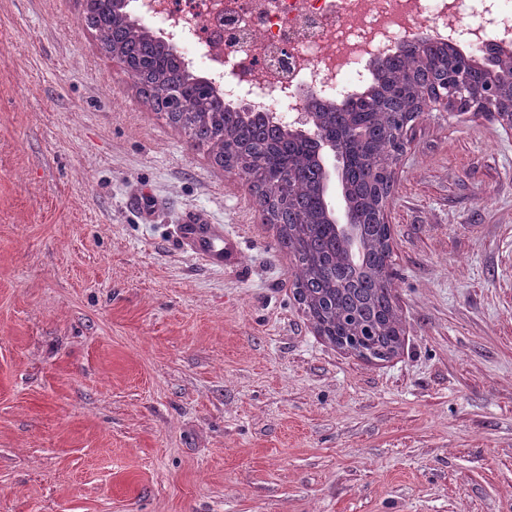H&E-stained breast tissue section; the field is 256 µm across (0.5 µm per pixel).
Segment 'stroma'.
<instances>
[{
    "instance_id": "35a3bbf8",
    "label": "stroma",
    "mask_w": 512,
    "mask_h": 512,
    "mask_svg": "<svg viewBox=\"0 0 512 512\" xmlns=\"http://www.w3.org/2000/svg\"><path fill=\"white\" fill-rule=\"evenodd\" d=\"M392 176L403 345L369 361L77 0H0V512H512V131L427 108ZM199 214L191 216L181 225L182 246L208 266L224 268L239 261V246L236 241L224 238V227L207 224Z\"/></svg>"
}]
</instances>
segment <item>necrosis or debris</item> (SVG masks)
<instances>
[{"mask_svg":"<svg viewBox=\"0 0 512 512\" xmlns=\"http://www.w3.org/2000/svg\"><path fill=\"white\" fill-rule=\"evenodd\" d=\"M139 14L157 29L186 21L183 56L216 79L225 94L294 118L301 87L332 97L370 79L363 54L416 39L433 27L477 49L484 39H512V0H156Z\"/></svg>","mask_w":512,"mask_h":512,"instance_id":"4bbe7bcc","label":"necrosis or debris"}]
</instances>
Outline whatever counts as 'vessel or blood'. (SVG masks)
<instances>
[{"label":"vessel or blood","mask_w":512,"mask_h":512,"mask_svg":"<svg viewBox=\"0 0 512 512\" xmlns=\"http://www.w3.org/2000/svg\"><path fill=\"white\" fill-rule=\"evenodd\" d=\"M180 239L183 247L206 265L221 268L239 261L237 242L225 238L222 225L207 223L202 215H193L182 224Z\"/></svg>","instance_id":"obj_1"}]
</instances>
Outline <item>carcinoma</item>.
I'll return each mask as SVG.
<instances>
[{"label": "carcinoma", "instance_id": "1", "mask_svg": "<svg viewBox=\"0 0 512 512\" xmlns=\"http://www.w3.org/2000/svg\"><path fill=\"white\" fill-rule=\"evenodd\" d=\"M119 2L82 0L81 23L124 64L155 112L181 129L191 146L208 147L256 193L264 220L279 226V244L294 257L297 295L321 335L366 358H390L399 340L398 317L385 249L390 225L380 210L392 189L389 160L404 148V134L428 102L459 82L469 88L497 84L500 108L512 109V70L499 56L466 65L446 46L407 44L376 69L347 111L312 105L317 131L342 147L338 178L364 256L354 263L347 239L326 219L331 205L320 157L302 136L272 134L259 113L200 92V74Z\"/></svg>", "mask_w": 512, "mask_h": 512}]
</instances>
